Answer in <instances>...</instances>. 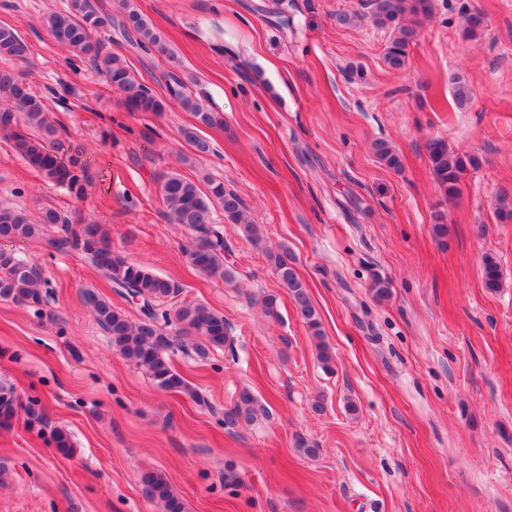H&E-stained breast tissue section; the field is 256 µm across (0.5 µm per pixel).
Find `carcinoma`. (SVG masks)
Wrapping results in <instances>:
<instances>
[{"instance_id": "1", "label": "carcinoma", "mask_w": 512, "mask_h": 512, "mask_svg": "<svg viewBox=\"0 0 512 512\" xmlns=\"http://www.w3.org/2000/svg\"><path fill=\"white\" fill-rule=\"evenodd\" d=\"M369 4L375 23L391 30L384 55L386 63L395 70L403 69L409 48L417 37L416 25L419 18L431 15L432 0H369ZM118 6L120 18L117 19L92 0H67L66 9L47 15L43 25L61 49L89 61L109 87L122 94L128 111L158 115L165 111L166 99L179 102L196 119L195 124L179 130V138L198 153L210 151V144L200 136V131L203 127L224 126L222 113L210 111L173 71L168 72L166 78L168 98L158 96L136 77L124 55L104 50L105 37L117 27L131 45L145 52L172 56L160 31L139 11L134 0H118ZM27 53L28 46L17 31L0 25V58L22 60ZM453 85L457 104H468L472 99V89L467 81L458 76ZM60 129L62 126L52 116L44 98L35 95L27 82L13 71L0 68V139L7 141L14 154L39 172L45 181L81 198L91 182L89 161L80 146L69 149L63 157L59 155ZM425 149L433 178L449 200L460 193L468 172L480 166L477 156L453 151L442 139L429 140ZM375 151L382 164L395 172L400 171L401 159L394 149L381 142L375 145ZM202 181L205 183L203 190L196 182L172 171L160 177L158 190L167 221L182 224L194 234V242L186 248L190 264L231 284L237 280V270L224 263V236L214 224L212 209L221 207L224 220L237 225L242 236L249 241L260 240L261 227L248 215L243 200L224 188V182L208 175L203 176ZM43 224L59 226L58 234L47 240L51 249L60 253H80L112 283L115 292L137 299L141 317L134 322L96 293H84V303L112 336L113 346L128 360L146 368L159 389L193 394L188 382L170 363L168 352L177 342V337L165 330L169 323L167 313L157 309V302L176 293L175 284L129 261L121 251L112 248L107 233L92 220L81 218L73 221L57 210L48 209L39 221L33 222L23 209L0 205V239H36ZM268 260L316 340L319 360L324 368H331L319 315L306 284L294 268L293 258L283 250L268 253ZM482 278L484 287L491 292L502 287L499 261L490 254L483 257ZM44 284L45 278L38 266L19 259L11 251L0 250L1 299L20 305H40ZM370 293L375 300L383 301L390 297L391 285L377 276L370 284ZM176 320L182 325V333L199 335V341L192 344V349L199 356L206 355L211 346L221 347L230 342L224 316L205 305L190 303L181 306L176 311ZM21 411L29 422H43L41 409L33 403L23 405L12 389L0 386V429L10 428ZM263 412L264 408L245 388L232 406L224 408V427L231 430L244 423L249 424ZM141 482L148 494L163 504L165 512H185L182 499L161 473L145 472L141 475Z\"/></svg>"}]
</instances>
